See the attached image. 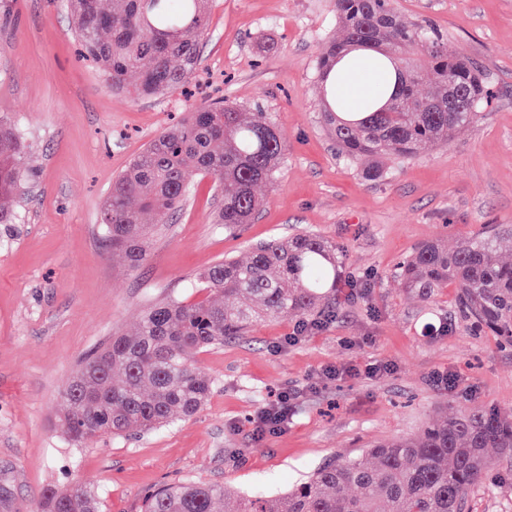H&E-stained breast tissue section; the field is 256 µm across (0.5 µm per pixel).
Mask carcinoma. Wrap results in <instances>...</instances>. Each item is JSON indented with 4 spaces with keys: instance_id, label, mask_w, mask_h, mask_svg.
I'll return each instance as SVG.
<instances>
[{
    "instance_id": "obj_1",
    "label": "carcinoma",
    "mask_w": 512,
    "mask_h": 512,
    "mask_svg": "<svg viewBox=\"0 0 512 512\" xmlns=\"http://www.w3.org/2000/svg\"><path fill=\"white\" fill-rule=\"evenodd\" d=\"M209 0H70L75 33L116 91L137 97L177 91L197 70L207 32ZM342 38L319 59L325 75L341 51L373 44L405 65L406 83L379 110L342 120L325 107L321 123L336 150L369 180L384 162L416 157L448 143V131L474 122L488 91L463 54L448 55L428 25L398 14L392 0H335ZM417 50L432 60L425 79L408 63ZM136 83L127 84L129 75ZM284 138L264 112L222 101L186 113L150 141L112 182L100 210L104 239L127 267L146 259L158 225L187 196V175H211L219 188L214 221L234 233L254 217L258 187L271 180L284 155ZM23 146L14 125L0 119V224H12L6 200L25 184ZM512 228L494 225L453 250L421 244L397 271L411 292L429 299L451 284L470 328L512 345V262L497 243ZM211 297L158 304L131 336H117L88 355L68 378L60 420L70 439L148 433L206 403L210 378L187 358L222 345L266 318L316 323L336 314V291L346 283L336 244L312 233L255 245L240 261L226 258L195 276ZM512 454V418L460 409L428 424L421 437L378 442L353 459L330 461L274 500L243 497L201 482L164 484L145 498V512H464L467 495L496 461L489 449ZM99 495L75 484L47 488L40 512H104Z\"/></svg>"
}]
</instances>
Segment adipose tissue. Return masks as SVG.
Returning <instances> with one entry per match:
<instances>
[{"label": "adipose tissue", "instance_id": "ef3b65f1", "mask_svg": "<svg viewBox=\"0 0 512 512\" xmlns=\"http://www.w3.org/2000/svg\"><path fill=\"white\" fill-rule=\"evenodd\" d=\"M402 75L381 50L359 47L344 52L329 72L325 99L344 119H358L383 107L397 92Z\"/></svg>", "mask_w": 512, "mask_h": 512}]
</instances>
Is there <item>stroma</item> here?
<instances>
[{
  "label": "stroma",
  "mask_w": 512,
  "mask_h": 512,
  "mask_svg": "<svg viewBox=\"0 0 512 512\" xmlns=\"http://www.w3.org/2000/svg\"><path fill=\"white\" fill-rule=\"evenodd\" d=\"M430 22L449 54L480 70L489 97L444 146L389 163L379 180L340 157L319 119V57L340 37L332 0H209L200 66L185 89L133 98L111 90L82 57L66 0H0V118L18 128L25 188L0 224V512H37L42 491L83 484L106 512H143L145 495L192 480L274 499L332 458L419 435L453 409L512 416V346L472 332L454 287L427 300L400 284L421 243L455 247L490 224L512 225V0H395ZM224 99L265 112L285 139L282 164L258 190V211L234 234L213 223V177L193 171L181 210L128 269L104 241L113 179L183 112ZM313 232L332 241L356 293L294 343L291 318L192 351L212 381L203 409L147 434L75 447L60 391L79 363L131 335L152 305L196 303L198 272L252 245ZM379 361L376 378L361 367ZM459 375L455 390L434 382ZM281 432L254 439L250 419L280 392ZM469 512H512V457L473 489Z\"/></svg>",
  "instance_id": "35a3bbf8"
}]
</instances>
